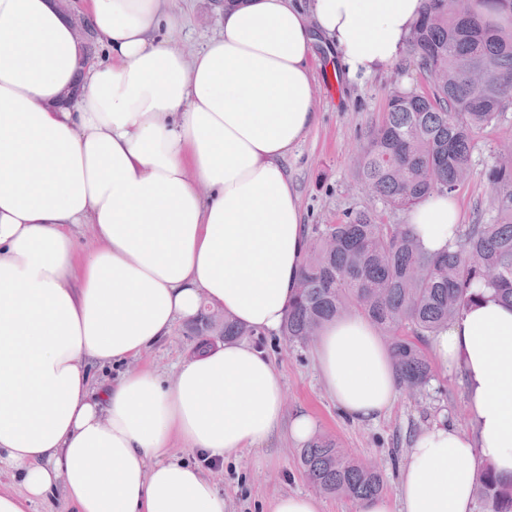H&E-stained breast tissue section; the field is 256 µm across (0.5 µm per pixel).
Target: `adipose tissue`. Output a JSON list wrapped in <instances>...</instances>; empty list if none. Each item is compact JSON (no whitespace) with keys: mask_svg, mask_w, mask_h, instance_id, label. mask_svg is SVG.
Returning <instances> with one entry per match:
<instances>
[{"mask_svg":"<svg viewBox=\"0 0 512 512\" xmlns=\"http://www.w3.org/2000/svg\"><path fill=\"white\" fill-rule=\"evenodd\" d=\"M174 0H85L88 56L57 0H0V512H229L180 438L221 460L315 419L285 418L281 374L241 341L192 347L170 376L123 371L202 306L278 332L307 246L288 152L316 120L318 41L355 81L400 61L423 0H224V29L175 45ZM423 248L456 242L457 202L434 192L406 213ZM91 225L98 249L78 253ZM460 372L470 431L411 441L395 497L362 512H473L489 464L512 476V307L482 291L431 339ZM313 362L351 419L392 406L399 382L375 324L326 323Z\"/></svg>","mask_w":512,"mask_h":512,"instance_id":"ef3b65f1","label":"adipose tissue"}]
</instances>
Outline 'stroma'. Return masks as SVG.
<instances>
[{
  "instance_id": "obj_1",
  "label": "stroma",
  "mask_w": 512,
  "mask_h": 512,
  "mask_svg": "<svg viewBox=\"0 0 512 512\" xmlns=\"http://www.w3.org/2000/svg\"><path fill=\"white\" fill-rule=\"evenodd\" d=\"M180 7L187 24L177 44L184 53L196 52L208 38L222 31L223 20L214 8V0H182ZM312 67L317 120L284 160L308 227L334 224L349 210L377 206V199L363 188L358 175L368 131L381 121L392 91L429 89L416 67L397 64L363 80L347 81L334 50L322 46L316 50ZM509 146L512 108L476 137L471 174L455 193L463 223L493 218L496 203L487 173L499 152ZM195 341L186 323H176L168 336L140 359L125 364L124 369L133 372L148 368L161 375L170 374L179 356ZM249 342L263 349L281 374L285 414L310 413L318 423L319 434L336 439L351 456L378 466L385 495L395 494L398 473L416 433L441 422L463 430L470 427L462 379L440 365H433V380L426 390L398 391L385 415L372 423H359L346 417L326 392L314 367L311 346L289 345L278 333L253 336ZM211 473L228 495L231 512H268L275 498L311 490L302 474L299 446L283 435L264 447L226 457Z\"/></svg>"
}]
</instances>
